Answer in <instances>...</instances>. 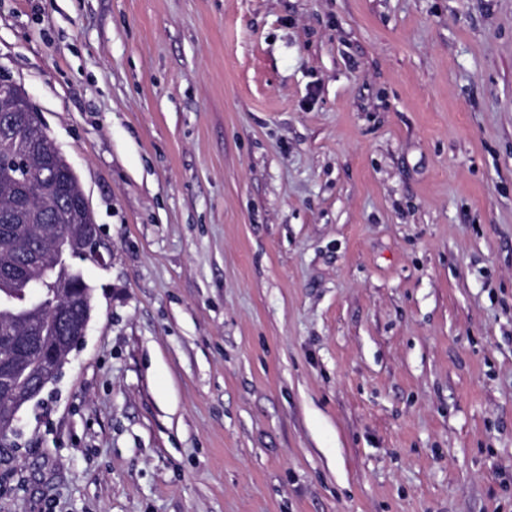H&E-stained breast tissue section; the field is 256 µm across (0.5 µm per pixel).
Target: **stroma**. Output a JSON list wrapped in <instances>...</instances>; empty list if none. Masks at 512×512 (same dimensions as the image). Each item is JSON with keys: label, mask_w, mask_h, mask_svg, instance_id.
Listing matches in <instances>:
<instances>
[{"label": "stroma", "mask_w": 512, "mask_h": 512, "mask_svg": "<svg viewBox=\"0 0 512 512\" xmlns=\"http://www.w3.org/2000/svg\"><path fill=\"white\" fill-rule=\"evenodd\" d=\"M94 317L0 512H512V0H0Z\"/></svg>", "instance_id": "obj_1"}]
</instances>
